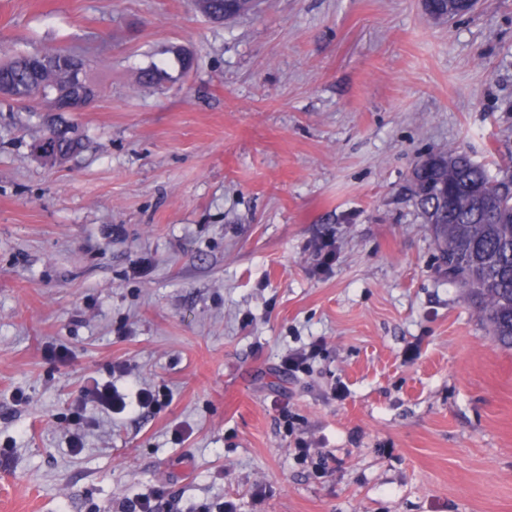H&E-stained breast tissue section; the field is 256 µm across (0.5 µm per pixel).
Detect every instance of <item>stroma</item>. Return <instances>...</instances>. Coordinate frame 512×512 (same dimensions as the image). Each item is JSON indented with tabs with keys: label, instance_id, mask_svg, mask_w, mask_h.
Wrapping results in <instances>:
<instances>
[{
	"label": "stroma",
	"instance_id": "35a3bbf8",
	"mask_svg": "<svg viewBox=\"0 0 512 512\" xmlns=\"http://www.w3.org/2000/svg\"><path fill=\"white\" fill-rule=\"evenodd\" d=\"M55 49L101 95L0 97V512H512V350L408 191L451 146L512 166V0H0V57ZM90 377L165 402L88 403L75 452ZM202 11L210 19L212 14L223 10L224 21H233L241 16L250 14L254 9L256 2L255 0H237L234 10L224 9V0H199ZM320 344L318 342L311 343L308 348L296 350L288 353L284 357L283 364L288 367L291 372H304L309 368V362L319 353Z\"/></svg>",
	"mask_w": 512,
	"mask_h": 512
}]
</instances>
